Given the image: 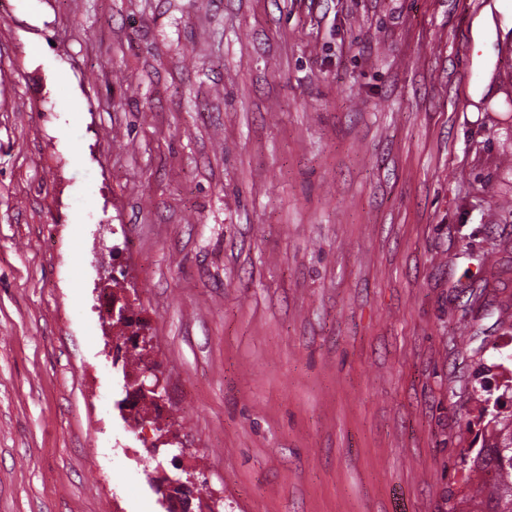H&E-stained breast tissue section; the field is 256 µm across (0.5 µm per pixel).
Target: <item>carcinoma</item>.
I'll list each match as a JSON object with an SVG mask.
<instances>
[{
    "label": "carcinoma",
    "instance_id": "obj_1",
    "mask_svg": "<svg viewBox=\"0 0 512 512\" xmlns=\"http://www.w3.org/2000/svg\"><path fill=\"white\" fill-rule=\"evenodd\" d=\"M477 420L488 437L472 456L463 496L464 512H512V411L503 413L483 406Z\"/></svg>",
    "mask_w": 512,
    "mask_h": 512
}]
</instances>
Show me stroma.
Returning a JSON list of instances; mask_svg holds the SVG:
<instances>
[{"label": "stroma", "instance_id": "stroma-1", "mask_svg": "<svg viewBox=\"0 0 512 512\" xmlns=\"http://www.w3.org/2000/svg\"><path fill=\"white\" fill-rule=\"evenodd\" d=\"M512 0H0V512H451L512 382ZM168 396L139 427L98 240ZM197 476L187 473L183 476L172 479H164L157 487V491L162 494V499L168 505L170 512H186L189 510V492L192 485L197 481Z\"/></svg>", "mask_w": 512, "mask_h": 512}]
</instances>
